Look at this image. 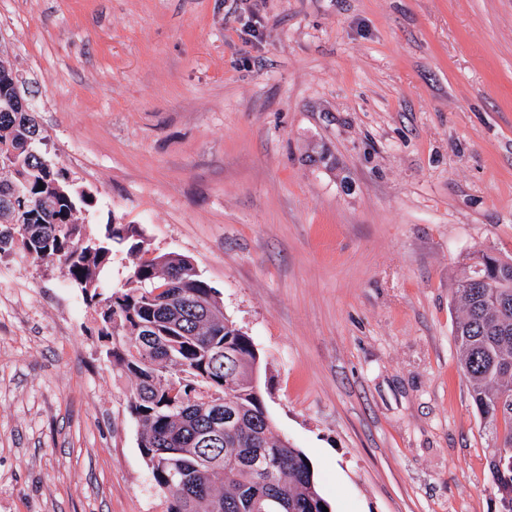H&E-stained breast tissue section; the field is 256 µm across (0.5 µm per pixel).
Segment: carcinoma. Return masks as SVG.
I'll return each instance as SVG.
<instances>
[{
    "mask_svg": "<svg viewBox=\"0 0 512 512\" xmlns=\"http://www.w3.org/2000/svg\"><path fill=\"white\" fill-rule=\"evenodd\" d=\"M0 76V259L17 250L37 265L59 263L102 325L106 356L134 380L128 408L139 448L166 512H323L307 457L276 436L251 386V339L229 319L211 320L216 289L189 258L149 256L134 224L91 233L78 222L90 197L52 161L35 119L11 107ZM120 245L129 258L122 289L98 292ZM455 291L463 309L455 341L484 426L512 445V262L470 258ZM502 512H512V455L489 459Z\"/></svg>",
    "mask_w": 512,
    "mask_h": 512,
    "instance_id": "1",
    "label": "carcinoma"
}]
</instances>
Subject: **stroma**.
Listing matches in <instances>:
<instances>
[{"mask_svg":"<svg viewBox=\"0 0 512 512\" xmlns=\"http://www.w3.org/2000/svg\"><path fill=\"white\" fill-rule=\"evenodd\" d=\"M77 218L189 257L331 512H501L458 368L512 258V0H0ZM60 266L0 260V512H164Z\"/></svg>","mask_w":512,"mask_h":512,"instance_id":"stroma-1","label":"stroma"}]
</instances>
